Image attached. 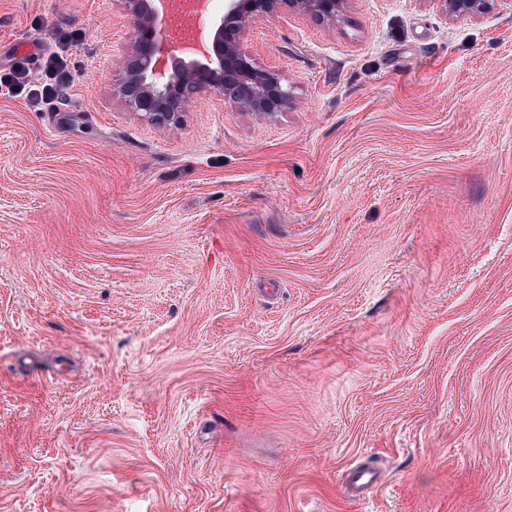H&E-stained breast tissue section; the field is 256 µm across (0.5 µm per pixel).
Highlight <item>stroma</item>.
I'll list each match as a JSON object with an SVG mask.
<instances>
[{
  "label": "stroma",
  "instance_id": "stroma-1",
  "mask_svg": "<svg viewBox=\"0 0 512 512\" xmlns=\"http://www.w3.org/2000/svg\"><path fill=\"white\" fill-rule=\"evenodd\" d=\"M122 0H0V512H512V5L258 19L292 101L112 95ZM381 474L346 497L352 468ZM70 76L67 59L58 53L49 56L39 72H33L27 61H19L0 76V94L16 97L25 92L28 100L44 103L61 84L70 82Z\"/></svg>",
  "mask_w": 512,
  "mask_h": 512
}]
</instances>
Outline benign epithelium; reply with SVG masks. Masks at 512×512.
Wrapping results in <instances>:
<instances>
[{"label":"benign epithelium","mask_w":512,"mask_h":512,"mask_svg":"<svg viewBox=\"0 0 512 512\" xmlns=\"http://www.w3.org/2000/svg\"><path fill=\"white\" fill-rule=\"evenodd\" d=\"M440 2L447 16H478L489 7V0ZM347 5L348 0H225L224 16L204 25L200 39L175 42L167 34L173 0H124L131 32L115 95L129 111L158 125L179 123L204 90L230 95L243 111L273 116L288 107L291 94L278 72L258 67L242 50L252 23L293 9L334 27Z\"/></svg>","instance_id":"7a95c632"}]
</instances>
